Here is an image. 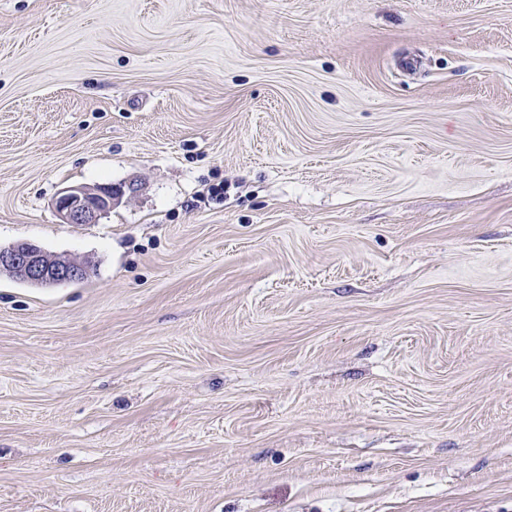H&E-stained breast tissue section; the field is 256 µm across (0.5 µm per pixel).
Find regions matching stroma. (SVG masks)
I'll use <instances>...</instances> for the list:
<instances>
[{
	"label": "stroma",
	"mask_w": 512,
	"mask_h": 512,
	"mask_svg": "<svg viewBox=\"0 0 512 512\" xmlns=\"http://www.w3.org/2000/svg\"><path fill=\"white\" fill-rule=\"evenodd\" d=\"M19 242L0 512H512V0H0ZM138 191L139 185L135 181L94 187L67 186L58 193L53 206L65 224H94L123 197L135 195ZM88 271L87 265L53 254L34 243L0 247V274L7 273L34 286L75 283L84 279Z\"/></svg>",
	"instance_id": "obj_1"
}]
</instances>
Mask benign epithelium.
<instances>
[{"mask_svg": "<svg viewBox=\"0 0 512 512\" xmlns=\"http://www.w3.org/2000/svg\"><path fill=\"white\" fill-rule=\"evenodd\" d=\"M138 191L139 185L134 181L94 187L67 186L58 193L53 206L65 224H94L123 197ZM88 271L87 265L53 254L34 243L0 247V274L7 273L34 286L75 283L84 279Z\"/></svg>", "mask_w": 512, "mask_h": 512, "instance_id": "1", "label": "benign epithelium"}]
</instances>
